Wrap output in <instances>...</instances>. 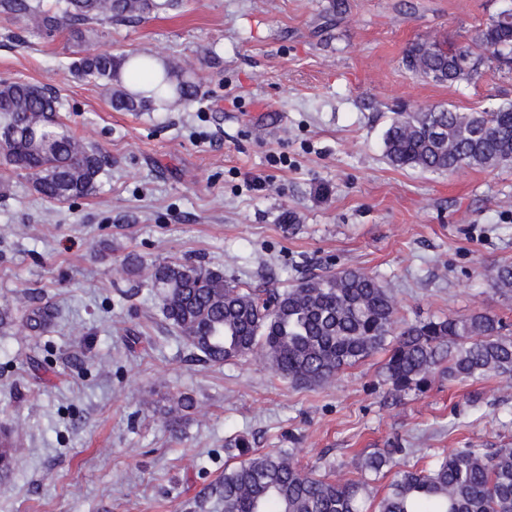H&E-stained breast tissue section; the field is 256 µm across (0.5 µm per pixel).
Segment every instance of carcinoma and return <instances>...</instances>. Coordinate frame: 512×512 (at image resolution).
<instances>
[{
  "label": "carcinoma",
  "instance_id": "carcinoma-1",
  "mask_svg": "<svg viewBox=\"0 0 512 512\" xmlns=\"http://www.w3.org/2000/svg\"><path fill=\"white\" fill-rule=\"evenodd\" d=\"M181 0H0L3 15L37 33L68 31L85 39L90 22L140 23L176 9ZM143 60L110 52L74 58L70 71L112 85V104L128 112H173L199 96L202 77L186 60H168L150 95L129 92L119 77L127 62ZM512 70V8L491 16L470 40L443 47L430 40L410 44L404 64L414 75L450 86L492 64ZM58 99L23 81L0 82V165L24 171L50 201L92 194L103 171L100 150L70 134L54 119ZM384 157L397 169L454 172L464 166L512 164V103L492 111L463 112L433 106L397 112L384 137ZM491 278L512 288V264L494 266ZM147 286L157 290L163 314L180 338L211 363L260 353L273 371L302 387L323 385L380 350L387 353L384 382L394 396L422 395L436 378L474 382L489 375L512 379V335L490 312L403 320L389 290L372 274L343 269L312 274L282 292L261 295L232 285L224 272L204 264L163 262ZM46 305L32 304L22 319L31 331L51 326ZM408 448H383L356 458L358 480L333 481L299 468L280 449L253 454L224 468L219 496L223 512H512V446L454 448L429 469L400 458ZM393 469L387 492L373 505L368 476Z\"/></svg>",
  "mask_w": 512,
  "mask_h": 512
}]
</instances>
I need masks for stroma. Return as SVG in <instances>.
I'll list each match as a JSON object with an SVG mask.
<instances>
[{"mask_svg":"<svg viewBox=\"0 0 512 512\" xmlns=\"http://www.w3.org/2000/svg\"><path fill=\"white\" fill-rule=\"evenodd\" d=\"M182 0L89 41L0 17V81L56 91L59 121L108 162L89 196L48 201L0 168V304L55 312L50 332L0 331V425L13 438L0 512H222L206 491L240 452L355 479L353 458L512 444V384L435 379L399 398L385 352L331 382L293 385L255 358L202 360L147 285L155 264L201 262L242 288L309 272L377 275L406 321L488 311L512 325V164L423 173L391 167L394 113L512 102V73L454 86L413 75L411 42H461L502 0ZM191 59L201 93L174 112L113 108L112 89L69 71L76 50ZM283 153L287 165H271ZM142 261L122 279L126 256Z\"/></svg>","mask_w":512,"mask_h":512,"instance_id":"obj_1","label":"stroma"}]
</instances>
